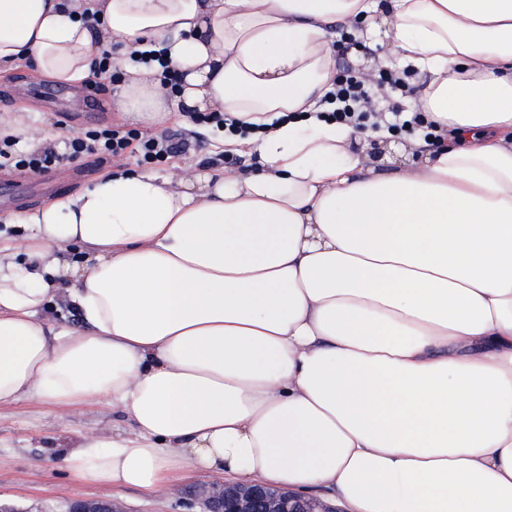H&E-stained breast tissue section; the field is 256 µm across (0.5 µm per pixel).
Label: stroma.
I'll return each mask as SVG.
<instances>
[{"mask_svg": "<svg viewBox=\"0 0 512 512\" xmlns=\"http://www.w3.org/2000/svg\"><path fill=\"white\" fill-rule=\"evenodd\" d=\"M345 28H337L334 45L336 65L355 72L367 71L374 59L390 54L392 40L382 36L350 48ZM67 103L69 118H61L54 108ZM24 112L25 120L42 130L48 144L63 149L67 139L79 132L115 124L112 91L94 79L76 87L59 86L38 78L30 65L0 68V113ZM189 132L195 149L179 154L168 163L151 166L157 176L192 166L217 165L228 169L252 170L256 155L228 154L216 130L195 127L187 131L182 114H174L166 134ZM96 167L68 163L42 176L0 170V239L8 241L27 235L26 227L7 223L16 209L36 210L67 192L85 186L98 175ZM129 433L105 402L75 407H49L21 400L0 406V499L20 512H67L77 499L112 501L118 512H187L186 503L196 487L211 478L194 473L152 496L137 489H112L72 480L63 468V455L83 438L94 435L111 438L113 432Z\"/></svg>", "mask_w": 512, "mask_h": 512, "instance_id": "35a3bbf8", "label": "stroma"}]
</instances>
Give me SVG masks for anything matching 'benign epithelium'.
<instances>
[{
  "label": "benign epithelium",
  "mask_w": 512,
  "mask_h": 512,
  "mask_svg": "<svg viewBox=\"0 0 512 512\" xmlns=\"http://www.w3.org/2000/svg\"><path fill=\"white\" fill-rule=\"evenodd\" d=\"M201 512H331L323 502L262 485L209 484L193 493ZM70 512H112V501L78 499Z\"/></svg>",
  "instance_id": "obj_1"
}]
</instances>
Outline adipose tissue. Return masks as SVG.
Here are the masks:
<instances>
[{"instance_id":"obj_1","label":"adipose tissue","mask_w":512,"mask_h":512,"mask_svg":"<svg viewBox=\"0 0 512 512\" xmlns=\"http://www.w3.org/2000/svg\"><path fill=\"white\" fill-rule=\"evenodd\" d=\"M0 0V67L61 85L103 48L131 124L173 108L258 170H115L0 244V405L106 400L133 435L64 459L145 494L202 471L346 512H512V0ZM388 26L439 147L380 169L329 117L333 30ZM162 52L161 62L131 60ZM181 77L168 99L157 73ZM82 325L48 316L55 293Z\"/></svg>"}]
</instances>
